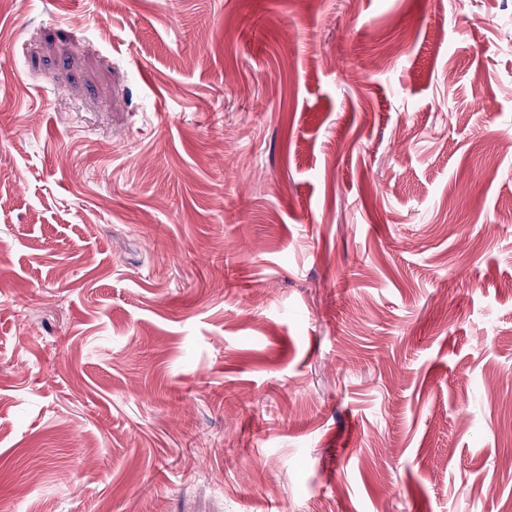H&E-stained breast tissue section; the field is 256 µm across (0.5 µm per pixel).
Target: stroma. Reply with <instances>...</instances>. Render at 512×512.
I'll use <instances>...</instances> for the list:
<instances>
[{
  "instance_id": "1",
  "label": "stroma",
  "mask_w": 512,
  "mask_h": 512,
  "mask_svg": "<svg viewBox=\"0 0 512 512\" xmlns=\"http://www.w3.org/2000/svg\"><path fill=\"white\" fill-rule=\"evenodd\" d=\"M508 211L512 0H0V512H512Z\"/></svg>"
}]
</instances>
